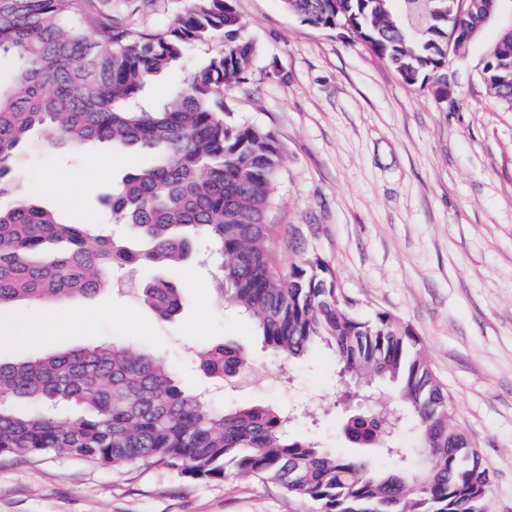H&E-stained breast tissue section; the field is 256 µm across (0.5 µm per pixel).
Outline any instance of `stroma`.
Listing matches in <instances>:
<instances>
[{
    "instance_id": "obj_1",
    "label": "stroma",
    "mask_w": 512,
    "mask_h": 512,
    "mask_svg": "<svg viewBox=\"0 0 512 512\" xmlns=\"http://www.w3.org/2000/svg\"><path fill=\"white\" fill-rule=\"evenodd\" d=\"M184 0H99L101 10L142 29L172 24ZM259 47L250 83L232 90L240 118L271 130L283 149L265 247L281 271L318 258L357 312L385 311L412 328L448 394L454 420L493 469L490 512H512V108L488 89L482 68L512 26L502 6L449 76L450 101L431 85L405 84L387 62L336 31L312 27L282 0H236ZM199 46L158 76L147 100L167 97L189 69L222 53ZM112 163L86 176L87 160ZM17 187L0 205L31 198L65 221L121 232L102 195L146 164L141 150L102 143L81 150L32 133L20 152ZM52 189H41L46 173ZM79 191L81 206L59 199ZM183 298L164 318L137 292L112 287L67 301L80 336L15 346L0 339V362L13 363L109 343L159 356L179 379L227 408L247 403L294 413L292 433L346 453L340 414L346 392L324 348L281 367L252 323L229 306L215 272L191 265L167 272ZM218 344L243 348L244 378L213 381L196 354ZM306 499L262 481L194 479L155 464L113 467L66 451L0 456V512H316Z\"/></svg>"
}]
</instances>
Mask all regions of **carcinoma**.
<instances>
[{
    "label": "carcinoma",
    "mask_w": 512,
    "mask_h": 512,
    "mask_svg": "<svg viewBox=\"0 0 512 512\" xmlns=\"http://www.w3.org/2000/svg\"><path fill=\"white\" fill-rule=\"evenodd\" d=\"M282 2L313 27L341 25L349 39L364 38L406 84L429 81L448 100V22H426L431 0ZM213 40L224 51L184 87L160 104L141 103L155 76ZM258 52L235 0H187L174 25L152 30L114 20L96 0H0V57L16 62L11 81L0 83V195L10 191L18 147L33 129L60 144L158 153L103 200L113 223L126 226L123 238L62 222L33 201L0 208V306L94 295L112 286L114 266L174 269L204 238L227 302L272 353L293 361L322 343L347 380L393 382L430 464L396 446L378 449L391 463L382 469L370 457L290 437L286 419L268 407H211L179 386L166 361L117 344L0 363V455L64 449L114 467L162 462L194 478L273 483L319 512H488L490 468L475 449L448 447L459 435L453 408L413 331L386 312L356 313L318 259L286 274L268 264L282 149L271 131L236 119L226 98L248 83ZM495 75L482 71L511 107L512 85H496ZM140 291L164 317L182 308L170 281ZM248 367L239 347L199 354L211 378ZM368 418L346 425L360 447L391 424L385 414Z\"/></svg>",
    "instance_id": "carcinoma-1"
}]
</instances>
